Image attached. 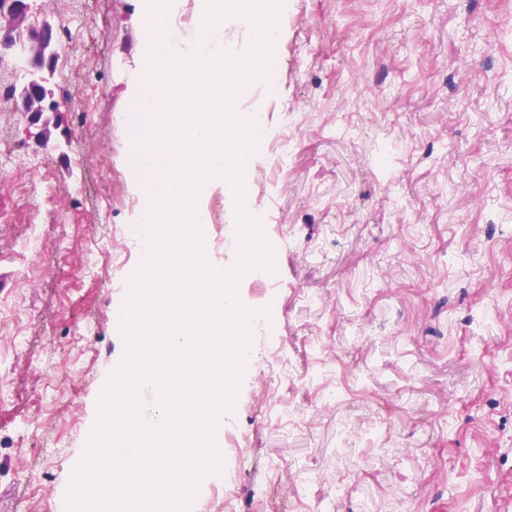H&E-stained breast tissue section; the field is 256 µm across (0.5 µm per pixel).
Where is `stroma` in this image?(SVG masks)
<instances>
[{"instance_id": "obj_1", "label": "stroma", "mask_w": 512, "mask_h": 512, "mask_svg": "<svg viewBox=\"0 0 512 512\" xmlns=\"http://www.w3.org/2000/svg\"><path fill=\"white\" fill-rule=\"evenodd\" d=\"M28 23L87 28L60 55L83 61L47 146L0 101V150L40 156L6 173L9 208L41 207L29 227L0 223V512L33 490L66 496L97 419L100 390L125 357L115 308L140 256L128 233L143 193L128 159L131 82L144 51L146 0H31ZM275 46L280 93L265 128L304 112L276 182L246 173L245 206L282 240L278 286L251 330L225 424L249 436L248 463L224 447L222 470L191 512H512V17L498 0H288ZM221 203L218 269L238 255L235 200L211 180L196 202ZM288 364L271 418L265 383ZM66 433L62 453L46 432Z\"/></svg>"}]
</instances>
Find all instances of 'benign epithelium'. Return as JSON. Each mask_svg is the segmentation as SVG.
<instances>
[{
    "instance_id": "benign-epithelium-1",
    "label": "benign epithelium",
    "mask_w": 512,
    "mask_h": 512,
    "mask_svg": "<svg viewBox=\"0 0 512 512\" xmlns=\"http://www.w3.org/2000/svg\"><path fill=\"white\" fill-rule=\"evenodd\" d=\"M30 10V0H12L9 8L11 23L6 27L3 39L9 41L22 36L32 46L31 79L14 90L13 98L26 118L29 134L37 143L45 145L48 142V114H58V104L47 78L55 70L57 40L50 21L44 19L37 26L25 24Z\"/></svg>"
}]
</instances>
